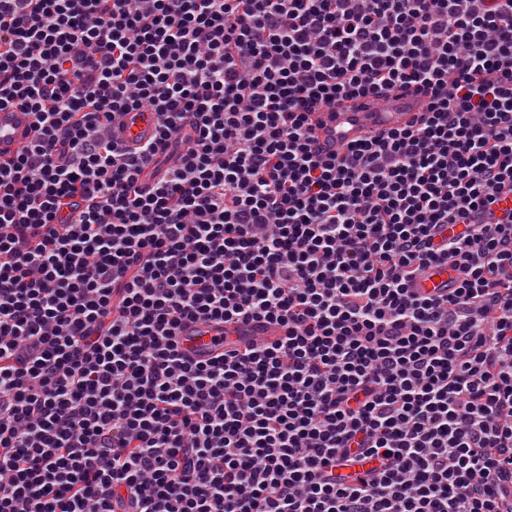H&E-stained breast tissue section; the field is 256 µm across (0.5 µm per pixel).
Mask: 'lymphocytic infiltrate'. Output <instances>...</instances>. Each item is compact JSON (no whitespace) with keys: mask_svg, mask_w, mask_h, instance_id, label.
<instances>
[{"mask_svg":"<svg viewBox=\"0 0 512 512\" xmlns=\"http://www.w3.org/2000/svg\"><path fill=\"white\" fill-rule=\"evenodd\" d=\"M7 105L0 512H512V0H0ZM421 93L395 90L384 100H349L331 112H314L310 123L319 146L327 152H340L347 143L370 131L409 124L425 107ZM31 129L30 115L18 108L0 110V159L14 157L26 142ZM156 127V115L149 110L116 114L114 119V132L128 148L154 139ZM454 272L447 266L433 267L426 271L416 282V288L424 292H433L437 288H452ZM274 328L261 322L249 324H210L205 322L188 323L179 333L183 348L196 360H209L224 350L226 344L235 342L243 346L252 336H276Z\"/></svg>","mask_w":512,"mask_h":512,"instance_id":"lymphocytic-infiltrate-1","label":"lymphocytic infiltrate"}]
</instances>
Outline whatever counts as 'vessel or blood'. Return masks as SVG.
Here are the masks:
<instances>
[{
    "mask_svg": "<svg viewBox=\"0 0 512 512\" xmlns=\"http://www.w3.org/2000/svg\"><path fill=\"white\" fill-rule=\"evenodd\" d=\"M425 98L414 90H397L383 100H349L329 112H316L310 117L319 146L328 152H340L347 143L368 132L409 124L423 110ZM156 115L145 110L116 115L114 132L127 147L134 148L156 135ZM31 129L30 115L18 108L0 110V159L14 157L26 142ZM454 273L445 266L426 271L416 282L424 292L451 284ZM274 328L261 322L215 325L194 322L183 326L180 339L189 356L208 360L221 353L225 344H244L253 336L274 335Z\"/></svg>",
    "mask_w": 512,
    "mask_h": 512,
    "instance_id": "b4317fda",
    "label": "vessel or blood"
}]
</instances>
